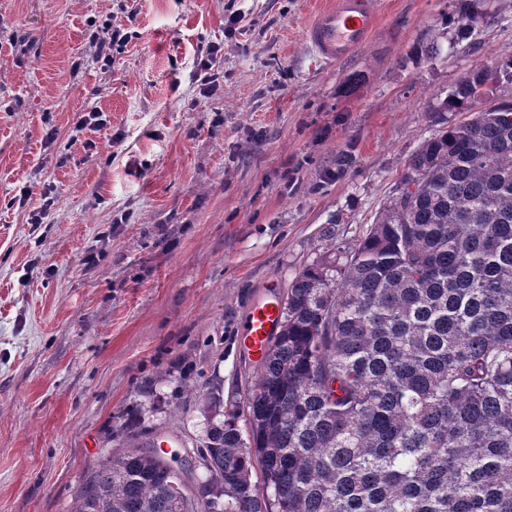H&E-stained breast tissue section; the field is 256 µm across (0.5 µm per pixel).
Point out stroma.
<instances>
[{"label":"stroma","mask_w":512,"mask_h":512,"mask_svg":"<svg viewBox=\"0 0 512 512\" xmlns=\"http://www.w3.org/2000/svg\"><path fill=\"white\" fill-rule=\"evenodd\" d=\"M325 2L0 0V512H70L121 426L178 435L203 479L206 397L232 410L257 371L250 302L353 247L422 141L462 120L437 109L449 89L512 58V0H482L467 32L451 0H381L328 66L304 38ZM109 17L132 38L103 60L90 23ZM94 108L109 124L89 154L72 128ZM223 45L216 42H209L206 46H201L196 55L195 68H196V82L199 83L200 93L213 94L220 83L218 78L212 71L214 66L222 56L221 51Z\"/></svg>","instance_id":"stroma-1"}]
</instances>
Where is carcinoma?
<instances>
[{"label": "carcinoma", "mask_w": 512, "mask_h": 512, "mask_svg": "<svg viewBox=\"0 0 512 512\" xmlns=\"http://www.w3.org/2000/svg\"><path fill=\"white\" fill-rule=\"evenodd\" d=\"M482 78L449 90L438 111L473 117L421 144L359 242L283 294L246 428L237 405L197 449L224 512H512V96L481 107ZM121 438L71 512H187L189 485Z\"/></svg>", "instance_id": "obj_1"}]
</instances>
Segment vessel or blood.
Instances as JSON below:
<instances>
[{
  "label": "vessel or blood",
  "instance_id": "1",
  "mask_svg": "<svg viewBox=\"0 0 512 512\" xmlns=\"http://www.w3.org/2000/svg\"><path fill=\"white\" fill-rule=\"evenodd\" d=\"M379 0H332L305 30V38L323 63L336 64L354 54L369 38L379 14ZM280 323L277 297L266 294L249 305L240 342L253 358H261Z\"/></svg>",
  "mask_w": 512,
  "mask_h": 512
}]
</instances>
